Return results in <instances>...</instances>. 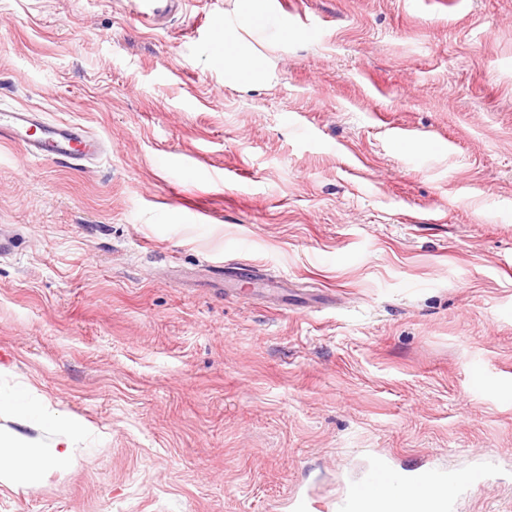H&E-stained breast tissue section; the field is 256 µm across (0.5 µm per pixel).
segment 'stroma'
Listing matches in <instances>:
<instances>
[{
  "label": "stroma",
  "instance_id": "35a3bbf8",
  "mask_svg": "<svg viewBox=\"0 0 512 512\" xmlns=\"http://www.w3.org/2000/svg\"><path fill=\"white\" fill-rule=\"evenodd\" d=\"M266 5L294 37L231 81L235 0H0V108L107 144L0 140V391L91 427L0 512H296L379 463L512 512V0ZM183 0H138L134 2V12L138 19L148 25H155L161 15L182 5ZM0 140L20 145L30 158L55 162H88L103 153L102 140L87 128L77 123L50 122L40 112L24 108L1 109Z\"/></svg>",
  "mask_w": 512,
  "mask_h": 512
}]
</instances>
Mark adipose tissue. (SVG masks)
I'll return each mask as SVG.
<instances>
[{
    "mask_svg": "<svg viewBox=\"0 0 512 512\" xmlns=\"http://www.w3.org/2000/svg\"><path fill=\"white\" fill-rule=\"evenodd\" d=\"M235 23L224 25L216 43L213 60L225 74L254 79L268 71L267 61L243 44L241 34L263 28L276 42L287 41V27L268 15L266 0H243ZM0 414L24 421L32 427L47 430L49 443L19 436L0 427V482L14 481L19 476L45 477L70 470L77 463L76 444L85 425L65 414L51 402L38 396H14L0 393Z\"/></svg>",
    "mask_w": 512,
    "mask_h": 512,
    "instance_id": "obj_1",
    "label": "adipose tissue"
}]
</instances>
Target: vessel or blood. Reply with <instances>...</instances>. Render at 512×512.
Segmentation results:
<instances>
[{
    "label": "vessel or blood",
    "mask_w": 512,
    "mask_h": 512,
    "mask_svg": "<svg viewBox=\"0 0 512 512\" xmlns=\"http://www.w3.org/2000/svg\"><path fill=\"white\" fill-rule=\"evenodd\" d=\"M183 0H135L134 12L143 23L155 24L158 17L182 5ZM0 140L20 145L31 158L55 162H88L101 156L102 140L87 128L67 122H50L41 113L24 108L0 111ZM413 484H424L434 493L436 512H447L449 479L427 471L407 477L381 465L357 487L339 512H380L392 492Z\"/></svg>",
    "instance_id": "obj_1"
}]
</instances>
